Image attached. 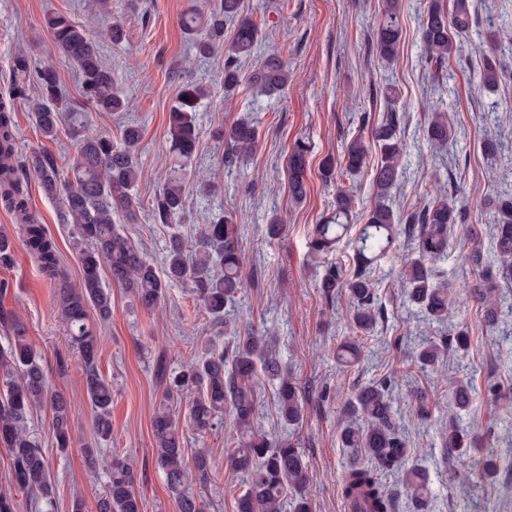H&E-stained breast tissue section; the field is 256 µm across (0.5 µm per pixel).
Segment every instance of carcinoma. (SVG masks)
I'll return each mask as SVG.
<instances>
[{"label":"carcinoma","mask_w":512,"mask_h":512,"mask_svg":"<svg viewBox=\"0 0 512 512\" xmlns=\"http://www.w3.org/2000/svg\"><path fill=\"white\" fill-rule=\"evenodd\" d=\"M241 0H224V10L209 16L191 9L181 17V27L195 41L196 48L209 53L224 44V18L240 11ZM401 0H382L381 18L373 34V48L383 60L391 62L399 54L402 40ZM476 22V6L471 0H453L452 10L439 2L428 8L421 32L425 60L443 72L451 59L466 52L479 59V85L494 89L512 80V70L504 62L512 47L490 43L485 46L467 41ZM45 25L53 44L72 59L82 74L85 100L105 112H121L126 107L122 92L115 87L112 71L101 61L98 44L86 29L61 14L49 15ZM258 42V28L248 19L241 20L224 59V90L240 85L237 62L253 53ZM36 79L41 98L34 109V119L46 138L57 135L64 118L79 128L83 113L59 87L56 71L45 67L31 73L24 56L14 60L13 96H23L31 79ZM289 79L288 64L278 56L267 57L251 74L248 83L257 93L272 95L283 90ZM204 96L202 87L186 82L168 118L169 152L176 157L167 171L166 181L157 199L160 221L173 224L181 221L185 209L186 168L192 164L199 148L196 109ZM400 116L396 111L383 115L375 129L380 158L371 167L374 205L367 221L359 226L353 239L355 269L347 275L338 266L328 267L318 288L327 303L343 291L353 303V328L370 330L379 314L375 306L373 275L377 263L401 248L400 237L417 243L419 256L406 260L398 278L407 301L417 307L431 323L448 320V289L434 282L433 265L448 252V228L463 224L466 209L455 204L448 187L440 185L436 194L421 209L405 217L390 205L391 191L404 173L405 145L398 136ZM453 130L448 116L434 110L426 128V140L434 148L448 145ZM75 153L69 175L61 178L54 160L44 154L30 157L29 171L46 195L60 201L62 222L74 227L75 245L83 268L82 279L75 286L59 289L56 306L61 314L71 344L83 362L87 396L95 414L97 432L106 439L112 433V386L99 373L98 354L101 337L89 321V308L98 317H112V299L104 288L100 269L107 265L112 279L124 286L133 301L142 309L154 310L163 300L169 284L178 282L192 288L200 304L217 324L224 323V311L241 293L244 284L243 261L237 241V224L232 214L221 212L204 225L194 246V255L187 258L183 241L172 239L165 258V277L122 235L116 218L133 223L138 202L134 189L138 181L137 145L140 129L128 125L118 140L109 135L75 133ZM222 160L228 170L243 168L258 145L257 128L246 121L224 127ZM310 145L303 139L294 142L288 156V192L291 201L301 203L307 196V155ZM16 140L11 108L0 102V199L20 217L22 241L49 280L61 277L57 246L39 217L29 209L28 181L13 163ZM366 149L355 138L343 150L342 159L328 157L322 163V174L332 178L343 170L356 176L366 168ZM353 196L346 191L336 195V212L312 230V253H328L350 236ZM483 208L492 224L491 252L480 248L468 254L476 275L473 294L483 308V322L493 327L502 313L500 297L492 286V274L512 275V191L502 189L483 198ZM16 263L12 239L0 234V268ZM0 326L11 336L0 347V375L6 391L0 393V442L9 449L13 479L25 495L30 507L51 502L53 494L51 462L28 430V418L34 407L50 403L53 411V435L56 447L65 451L72 447L69 429L72 405L61 393L53 391L40 358L28 343L22 321L0 309ZM268 332L253 325L233 329L227 345L216 351L217 341L206 340L194 362L177 372L167 371L163 359L156 361V375L165 384L164 397L199 385L204 392L193 401L188 425L198 432L212 430L228 417L231 421L235 447L225 456L226 463L247 473L246 489L237 498L236 512H311L306 495L308 481L304 450L290 437L268 434L254 420L256 389L259 378L277 383L275 406L277 418L285 426L302 421L304 400L288 370L272 347ZM441 355L439 345L426 340L408 354L409 365L421 369L433 367ZM395 378L385 377L358 389L345 410L340 440L342 446L369 457L371 464L351 466L341 481V496L348 512H396L394 493L383 483L380 472L403 470V484L411 496L428 495L423 471L405 466L408 448L403 439L397 412L391 396ZM458 411H467L473 403L469 385L458 383L453 388ZM155 464L165 475L178 512H202L200 502L190 486L189 474L204 482L211 469L210 457L204 451L193 458L185 456L183 428L173 419L165 405L153 416ZM475 438L468 429L452 423L443 447L447 449L455 476H465L472 468L471 448ZM498 455L487 449L481 459L479 483L465 484L463 492L477 496L484 486L496 481ZM136 467L133 461L117 459L105 494L98 502V512H144L141 496L135 491Z\"/></svg>","instance_id":"cac0c4a2"}]
</instances>
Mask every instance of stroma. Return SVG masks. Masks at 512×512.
I'll list each match as a JSON object with an SVG mask.
<instances>
[{
	"mask_svg": "<svg viewBox=\"0 0 512 512\" xmlns=\"http://www.w3.org/2000/svg\"><path fill=\"white\" fill-rule=\"evenodd\" d=\"M430 3L403 0L400 52L387 62L371 50L381 0H243L245 13L259 30L257 55L243 63L244 82L228 95L223 49L200 56L179 24L187 10L209 13L218 8L219 0H0V97L10 94L13 60L24 54L32 66L51 65L62 90L80 98V75L74 63L54 47L45 25L47 15H67L99 43L102 61L131 107L126 112H105L85 105L84 130L114 134L130 123L141 127L135 188L139 212L136 223L121 225L120 230L156 268L164 266L173 232H180L185 245L193 246L201 226L213 217L196 195L197 179L221 184L224 208L236 216L245 257V292L230 321L276 325V349L309 400L294 436L306 451L311 512H347L340 494L341 478L351 465L366 463L367 458L341 445L343 408L360 387L373 380L399 374L393 398L408 442V462L422 467L429 480L430 495L421 504L406 492L400 472L383 473V482L397 497L398 512H473L472 502L448 479L441 436L456 417L481 437L483 445H491V431L505 409L512 408V315L501 319L495 329L483 325L479 306L469 298L474 277L464 262L471 248H490L489 226L480 211L481 200L494 188L490 170L512 177V111L500 107L502 100L512 101V85L492 91L477 88L467 55L453 60L448 76H435L425 63L421 42ZM477 5L471 41L481 43L493 36L502 44L512 43V20L502 21L500 0H477ZM116 21L125 31L119 43L108 36ZM271 54L287 61L288 85L280 98H253L245 79L257 57ZM185 79L202 86L207 95L197 112L200 144L197 163L188 171L184 217L173 227L160 223L155 208L174 162L167 141L168 113ZM386 83L401 92L395 108L407 147L406 172L392 191L393 210L404 213L423 206L439 181L451 179L464 192L470 220L451 231L448 254L435 266L439 281L450 289L447 324L422 320L403 297L397 271L402 259L417 255L409 245L399 255L380 261L375 272L376 303L383 317L365 333L350 325L352 304L346 294H339L330 305L318 290L327 265L351 263L350 239L341 240L336 251L325 257L311 255L309 239L313 225L331 216L341 188L356 198L352 223L364 221L372 203L369 173L353 178L339 174L329 181L320 174L321 163L328 156L340 157L345 144L355 138L361 139L369 156H376L371 124L388 107L383 99L372 97L371 89ZM38 97V87L31 86L25 97L15 101L16 166L19 173H26L31 155L41 152L56 161L60 173H67L74 155L70 124L62 122L55 139L44 138L32 116ZM436 106L447 110L455 127L453 148L436 151L426 142L424 126ZM248 116L258 120V146L247 169L226 173L218 160V138L225 125ZM489 134L500 141V151L492 159L482 148ZM300 138L311 142L312 152L308 194L297 205L288 196V153ZM29 205L56 241L67 283H78L82 267L73 246V227L61 223L58 201L48 198L33 179ZM275 212L284 228L279 238L272 239L266 227ZM15 251V266L0 269V280L10 283L6 296L0 297V308L13 312L26 325L28 341L41 359L51 389L73 406V444L64 453L55 446L50 405L35 407L29 417V431L52 464V502L42 512H72L78 498L84 502V512H97L112 460L123 456L138 464L136 489L145 501V512H177L164 476L154 464L151 421L163 403L185 427L187 454L204 450L211 457L207 483L193 486L203 512H234L245 477L224 460L230 427L205 433L187 427L193 392L164 399L155 375L157 360H165L170 370H180L198 356L201 343L217 332L190 288L171 284L160 308L150 313L133 303L108 268H101V280L112 297L111 319L94 323L103 338L99 371L112 386V435L103 440L87 399L81 357L57 315L58 287L41 274L23 244L17 241ZM462 328L471 337L468 352L450 348L435 367L404 369L403 353L422 338L444 340ZM344 342L360 349L355 365L344 366L336 360V349ZM461 377L470 381L475 401L470 411L458 416L449 390ZM417 391L437 403L431 420H421L415 412L411 396ZM89 448L98 451L99 466L93 472L86 465Z\"/></svg>",
	"mask_w": 512,
	"mask_h": 512,
	"instance_id": "obj_1",
	"label": "stroma"
}]
</instances>
